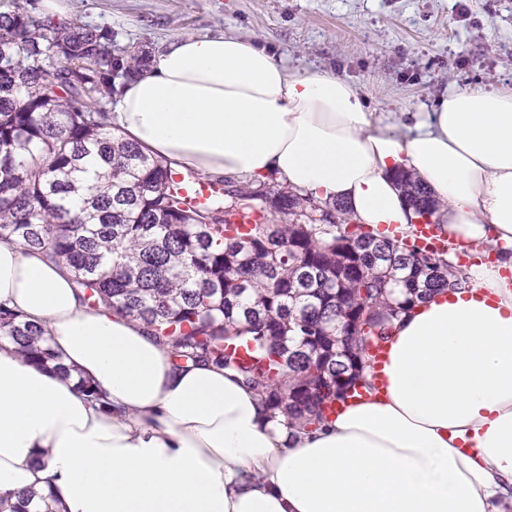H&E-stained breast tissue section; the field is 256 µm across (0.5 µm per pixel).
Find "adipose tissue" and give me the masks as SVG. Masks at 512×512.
<instances>
[{
  "label": "adipose tissue",
  "mask_w": 512,
  "mask_h": 512,
  "mask_svg": "<svg viewBox=\"0 0 512 512\" xmlns=\"http://www.w3.org/2000/svg\"><path fill=\"white\" fill-rule=\"evenodd\" d=\"M109 121L176 168L273 173L374 227L416 221L393 178L410 171L440 199L449 242L499 259L398 318L385 387L310 429L224 368L177 365L139 320L89 307L65 264L0 237V306L67 368L0 338V498L33 491L53 512H512L511 91L452 90L409 124L368 112L333 73L288 75L251 40L181 36Z\"/></svg>",
  "instance_id": "1"
}]
</instances>
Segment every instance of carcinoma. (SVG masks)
<instances>
[{
    "instance_id": "carcinoma-1",
    "label": "carcinoma",
    "mask_w": 512,
    "mask_h": 512,
    "mask_svg": "<svg viewBox=\"0 0 512 512\" xmlns=\"http://www.w3.org/2000/svg\"><path fill=\"white\" fill-rule=\"evenodd\" d=\"M145 59L115 49L108 28L0 0V237L68 265L90 306L141 320L177 363L221 366L272 413L319 427L371 387L354 370L366 343L388 342L394 320L467 272L445 250L421 263L416 231L379 233L272 174L217 180L222 194L196 202L190 177L123 140L102 110ZM397 180L418 216H434L427 187ZM0 336L62 368L43 330L2 308Z\"/></svg>"
}]
</instances>
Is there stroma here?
Here are the masks:
<instances>
[{
	"mask_svg": "<svg viewBox=\"0 0 512 512\" xmlns=\"http://www.w3.org/2000/svg\"><path fill=\"white\" fill-rule=\"evenodd\" d=\"M69 14L132 53L185 35L255 40L288 74L342 77L378 115L512 90V0H70Z\"/></svg>",
	"mask_w": 512,
	"mask_h": 512,
	"instance_id": "35a3bbf8",
	"label": "stroma"
}]
</instances>
